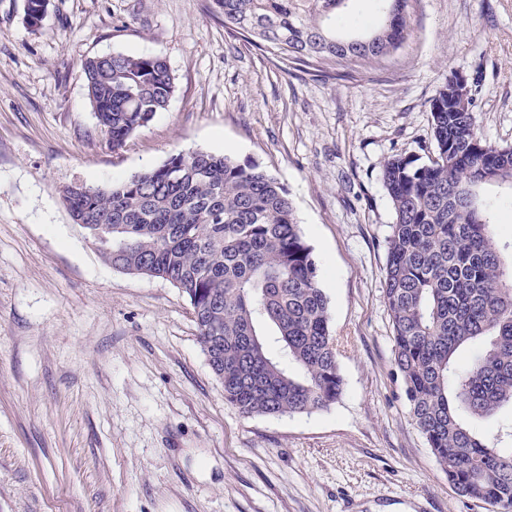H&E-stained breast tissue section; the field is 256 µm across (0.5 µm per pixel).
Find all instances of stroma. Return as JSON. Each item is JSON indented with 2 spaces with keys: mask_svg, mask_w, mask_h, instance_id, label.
<instances>
[{
  "mask_svg": "<svg viewBox=\"0 0 512 512\" xmlns=\"http://www.w3.org/2000/svg\"><path fill=\"white\" fill-rule=\"evenodd\" d=\"M213 0H0V512H492L458 496L413 423L384 303L394 213L381 166L434 149L429 102L478 78L484 139L512 145V0H411L392 56L323 78L255 50ZM166 60L168 107L121 149L82 63ZM207 151L288 191L318 264L344 389L244 416L169 282L120 272L62 190Z\"/></svg>",
  "mask_w": 512,
  "mask_h": 512,
  "instance_id": "1",
  "label": "stroma"
}]
</instances>
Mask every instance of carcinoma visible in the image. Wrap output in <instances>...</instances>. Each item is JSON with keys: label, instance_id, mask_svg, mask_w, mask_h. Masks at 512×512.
<instances>
[{"label": "carcinoma", "instance_id": "1", "mask_svg": "<svg viewBox=\"0 0 512 512\" xmlns=\"http://www.w3.org/2000/svg\"><path fill=\"white\" fill-rule=\"evenodd\" d=\"M224 27L301 67L359 65L398 49L410 0H376L367 32L336 24L355 0H213ZM97 125L123 146L175 91L157 56L83 62ZM477 80H446L429 105L435 150L395 155L381 179L395 222L384 301L394 361L414 424L461 497L512 512V447L462 418L512 409V261L497 241L491 186L512 190V147L487 142L475 120ZM63 197L113 268L171 283L190 302L224 401L242 414H311L336 403L344 379L327 296L285 188L259 165L204 151L171 155L105 187ZM270 325L273 337L262 327ZM481 345L466 364L459 351Z\"/></svg>", "mask_w": 512, "mask_h": 512}]
</instances>
